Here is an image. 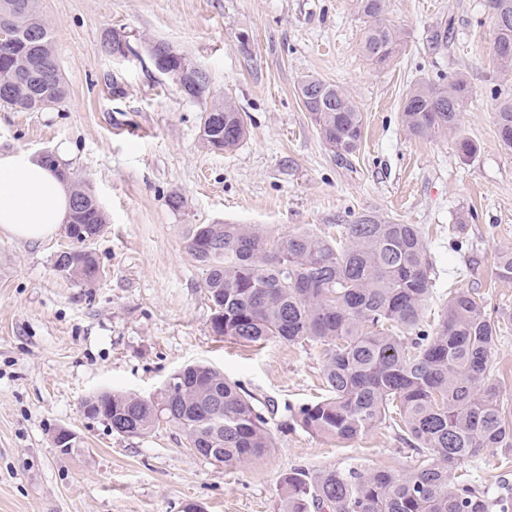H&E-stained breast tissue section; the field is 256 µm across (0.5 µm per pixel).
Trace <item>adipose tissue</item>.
Instances as JSON below:
<instances>
[{
  "label": "adipose tissue",
  "mask_w": 512,
  "mask_h": 512,
  "mask_svg": "<svg viewBox=\"0 0 512 512\" xmlns=\"http://www.w3.org/2000/svg\"><path fill=\"white\" fill-rule=\"evenodd\" d=\"M71 188L39 157L0 152V238L41 242L68 218Z\"/></svg>",
  "instance_id": "1"
}]
</instances>
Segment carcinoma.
<instances>
[{
  "label": "carcinoma",
  "instance_id": "cac0c4a2",
  "mask_svg": "<svg viewBox=\"0 0 512 512\" xmlns=\"http://www.w3.org/2000/svg\"><path fill=\"white\" fill-rule=\"evenodd\" d=\"M385 0H358L368 19L362 43L376 65L393 57L399 31L384 17ZM493 41L512 44V0H489ZM0 102L21 112L41 111L68 93L48 24L36 0H0ZM155 68L194 88L198 68L169 43L148 45ZM311 122L342 161L356 153L363 113L338 85L314 77L300 82ZM469 98L462 78L446 87L426 82L406 94L401 119L414 136L452 133ZM203 142L226 152L248 128L226 97H212ZM501 144L512 149V98L495 112ZM66 225L69 252L83 271H63L94 282L97 259L89 245L107 224L96 199L75 184ZM186 249L205 270L218 336L252 344L272 339L324 346L327 395L295 412L306 431L352 441L395 413L400 439L417 454L410 469L311 471L297 467L280 484L281 512H512V499L471 481L449 482L459 463L497 448L512 449V409L500 401L492 350L499 326L473 291H455L437 323L423 315L433 299V261L416 224L375 216L343 224L328 240L301 230L273 237L247 224H193ZM496 275L512 280V250L499 253ZM172 408L160 409L134 393L100 392L80 403L83 414L101 418L123 436L143 437L162 423L177 425L188 447L233 468L274 448L265 417L251 395L218 369L198 362L170 375Z\"/></svg>",
  "mask_w": 512,
  "mask_h": 512
}]
</instances>
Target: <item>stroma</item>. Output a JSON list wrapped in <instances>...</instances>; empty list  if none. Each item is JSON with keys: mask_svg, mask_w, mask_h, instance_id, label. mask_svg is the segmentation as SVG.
<instances>
[{"mask_svg": "<svg viewBox=\"0 0 512 512\" xmlns=\"http://www.w3.org/2000/svg\"><path fill=\"white\" fill-rule=\"evenodd\" d=\"M68 95L19 112L0 105V151L68 149L73 181L107 216L91 249L102 270L90 286L59 273L65 229L31 245L0 240V512H277L282 477L311 470L414 466L393 422L341 442L303 430L295 409L325 396L315 343L249 345L217 336L202 269L186 250L193 224H251L333 238L372 215L419 225L435 264V323L449 291L478 292L500 323L493 360L512 405V281L495 275L512 249V150L494 112L512 96V72L493 53L487 0H386L401 33L397 55L372 65L357 0H39ZM451 20L447 46L431 37ZM128 54L106 53L112 35ZM163 40L199 64L211 92L248 125L231 152L205 146L206 99L186 98L146 51ZM312 76L344 87L364 118L360 149L340 161L299 97ZM460 77L469 100L455 133L412 136L401 122L410 87ZM473 143L464 156L460 140ZM179 195L181 208L169 199ZM223 370L261 409L275 447L240 468L194 454L160 424L132 438L79 410L85 396L159 393L180 368ZM77 436L70 452L59 429ZM458 474L512 496V449L465 460Z\"/></svg>", "mask_w": 512, "mask_h": 512, "instance_id": "obj_1", "label": "stroma"}]
</instances>
